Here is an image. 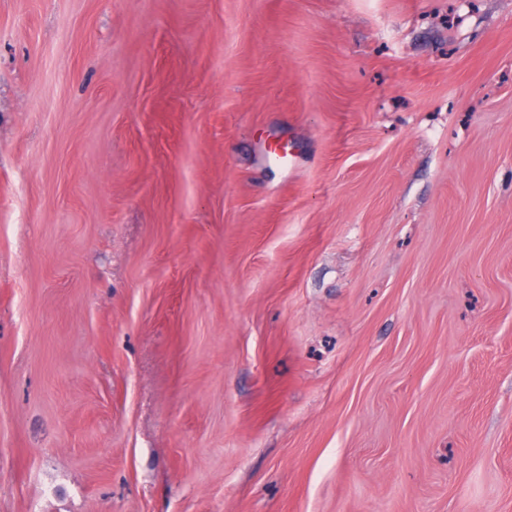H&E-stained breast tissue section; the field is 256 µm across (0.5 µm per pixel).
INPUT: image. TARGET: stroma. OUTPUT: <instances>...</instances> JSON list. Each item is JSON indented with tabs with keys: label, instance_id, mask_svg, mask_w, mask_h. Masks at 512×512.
Returning a JSON list of instances; mask_svg holds the SVG:
<instances>
[{
	"label": "stroma",
	"instance_id": "1",
	"mask_svg": "<svg viewBox=\"0 0 512 512\" xmlns=\"http://www.w3.org/2000/svg\"><path fill=\"white\" fill-rule=\"evenodd\" d=\"M0 512H512V0H0Z\"/></svg>",
	"mask_w": 512,
	"mask_h": 512
}]
</instances>
